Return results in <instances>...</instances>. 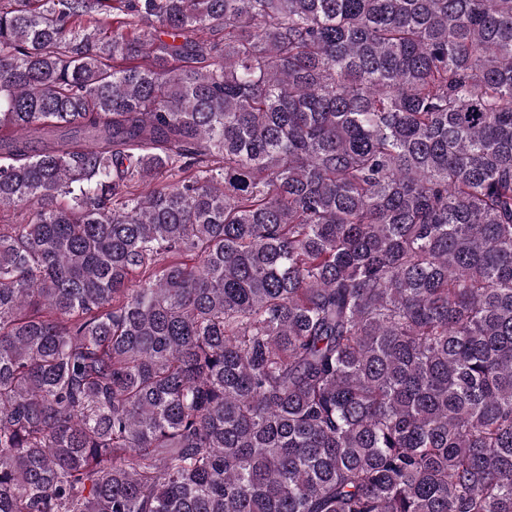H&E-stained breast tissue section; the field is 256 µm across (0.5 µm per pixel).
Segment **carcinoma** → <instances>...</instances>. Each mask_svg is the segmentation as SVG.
<instances>
[{"label":"carcinoma","instance_id":"obj_1","mask_svg":"<svg viewBox=\"0 0 512 512\" xmlns=\"http://www.w3.org/2000/svg\"><path fill=\"white\" fill-rule=\"evenodd\" d=\"M0 512H512V0H0Z\"/></svg>","mask_w":512,"mask_h":512}]
</instances>
